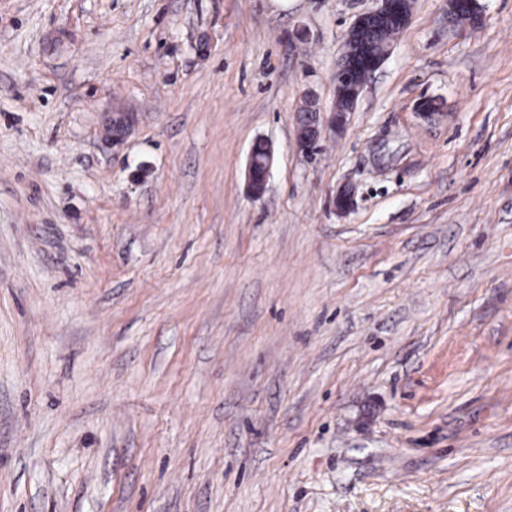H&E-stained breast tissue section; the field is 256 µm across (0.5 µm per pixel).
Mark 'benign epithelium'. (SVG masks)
<instances>
[{"mask_svg":"<svg viewBox=\"0 0 512 512\" xmlns=\"http://www.w3.org/2000/svg\"><path fill=\"white\" fill-rule=\"evenodd\" d=\"M376 6L369 11L360 14L345 34V40L359 43L365 40L377 30L379 24L392 17L410 20L412 13V0H375ZM391 54V48L387 47L381 52L360 58L356 69L363 70L367 79L356 81L352 73L343 63H338L334 72L336 86L349 87L348 97L342 108L334 109L328 118H321L320 109L317 106L315 96L309 92L303 95L302 109L299 116L297 143L301 150L310 152L318 144L323 134L340 132L346 123V114L355 110L358 101L363 94L369 79L387 60ZM134 123V113L115 112L112 114V125L108 128V134L112 136V142L119 143L130 132ZM272 153L268 146H263L261 156L250 154L246 166L247 187L250 194L261 197L271 176Z\"/></svg>","mask_w":512,"mask_h":512,"instance_id":"7a95c632","label":"benign epithelium"}]
</instances>
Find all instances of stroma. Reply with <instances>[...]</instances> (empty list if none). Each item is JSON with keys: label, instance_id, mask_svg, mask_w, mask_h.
<instances>
[{"label": "stroma", "instance_id": "stroma-1", "mask_svg": "<svg viewBox=\"0 0 512 512\" xmlns=\"http://www.w3.org/2000/svg\"><path fill=\"white\" fill-rule=\"evenodd\" d=\"M480 2L415 0L309 156L374 0H0V512H512V0ZM375 2L376 6L374 8L361 13L355 19L345 34V41H352L354 43L364 41L373 31L378 29L381 22L392 17L404 18L406 23L399 19L388 21L385 26L374 33L371 40L361 47L352 46L349 42H345L344 54L336 66L333 78L336 87L341 85H347L349 87L348 97L343 107L341 109L335 108L330 112L327 119H321V112L317 106L315 96L309 92L303 95L301 106L303 112H300L299 116L297 143L301 150L306 153L313 150L323 134L329 132L330 134L336 135V133L343 129L346 123V114L348 112H354L370 79L391 54V47L388 46L380 53H374L379 51L380 44L391 43L394 38L407 27L410 21L412 0H375ZM358 51L372 54L361 57L359 64L351 66L352 69H365V73L367 74L365 80H363L365 77L363 72L356 73V78H358L360 82L352 78V73L343 64V58L347 63H351V56L355 55ZM262 144L261 156L257 157L252 148L246 166L247 187L250 194L255 198L264 194L272 169L271 150L265 143Z\"/></svg>", "mask_w": 512, "mask_h": 512}]
</instances>
